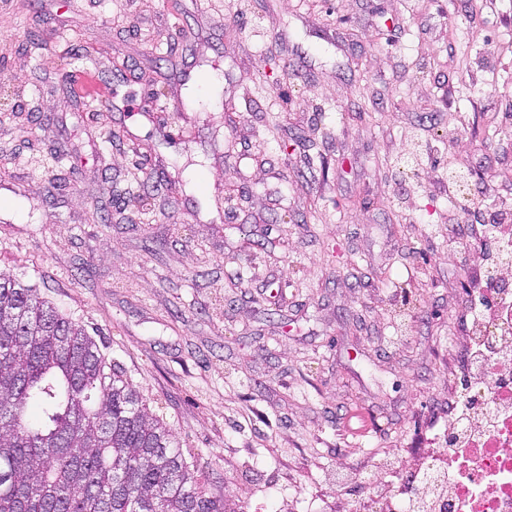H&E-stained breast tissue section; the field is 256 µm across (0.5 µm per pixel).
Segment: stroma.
<instances>
[{
	"label": "stroma",
	"instance_id": "35a3bbf8",
	"mask_svg": "<svg viewBox=\"0 0 512 512\" xmlns=\"http://www.w3.org/2000/svg\"><path fill=\"white\" fill-rule=\"evenodd\" d=\"M497 210L512 0H0V271L96 331L229 507L346 512L447 428L488 273L448 219Z\"/></svg>",
	"mask_w": 512,
	"mask_h": 512
}]
</instances>
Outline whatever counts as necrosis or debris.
<instances>
[{"mask_svg":"<svg viewBox=\"0 0 512 512\" xmlns=\"http://www.w3.org/2000/svg\"><path fill=\"white\" fill-rule=\"evenodd\" d=\"M504 316L478 317V333L469 349L466 396L473 406L464 415H449L442 442L455 447L479 439L477 464L470 482H449L447 457L440 454L424 461H407L403 469L419 473L422 482L415 497H383L366 493L368 512H412L422 503L423 512H512V399L493 402L494 388L512 387V283L495 281Z\"/></svg>","mask_w":512,"mask_h":512,"instance_id":"4bbe7bcc","label":"necrosis or debris"}]
</instances>
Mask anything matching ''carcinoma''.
I'll use <instances>...</instances> for the list:
<instances>
[{
    "label": "carcinoma",
    "mask_w": 512,
    "mask_h": 512,
    "mask_svg": "<svg viewBox=\"0 0 512 512\" xmlns=\"http://www.w3.org/2000/svg\"><path fill=\"white\" fill-rule=\"evenodd\" d=\"M0 512H228L85 325L3 273Z\"/></svg>",
    "instance_id": "carcinoma-1"
}]
</instances>
